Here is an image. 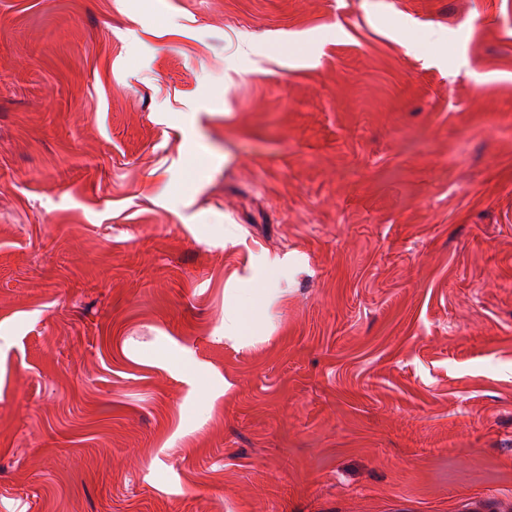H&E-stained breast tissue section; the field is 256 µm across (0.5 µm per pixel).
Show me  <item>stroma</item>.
<instances>
[{"label":"stroma","instance_id":"stroma-1","mask_svg":"<svg viewBox=\"0 0 512 512\" xmlns=\"http://www.w3.org/2000/svg\"><path fill=\"white\" fill-rule=\"evenodd\" d=\"M0 512H512V0H0ZM267 284L269 288H262L261 294L249 290L254 288L242 289L240 300L224 311V337L240 335L245 323L244 313L246 311H249L247 321L253 326L263 322L264 308L275 297V290H277V288H273L276 285L274 280L268 279Z\"/></svg>","mask_w":512,"mask_h":512}]
</instances>
